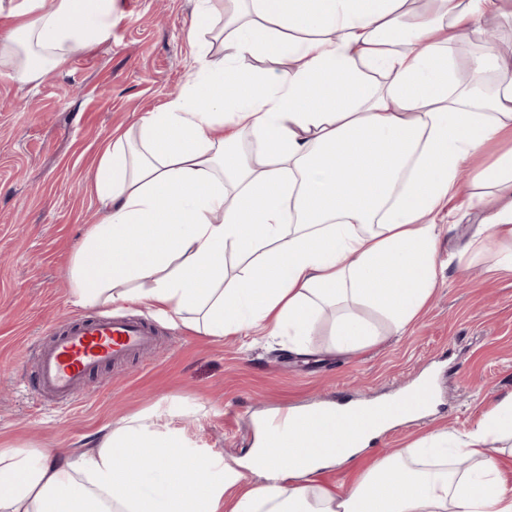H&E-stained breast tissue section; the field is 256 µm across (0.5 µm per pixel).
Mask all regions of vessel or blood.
<instances>
[{
  "label": "vessel or blood",
  "instance_id": "b4317fda",
  "mask_svg": "<svg viewBox=\"0 0 512 512\" xmlns=\"http://www.w3.org/2000/svg\"><path fill=\"white\" fill-rule=\"evenodd\" d=\"M37 351L34 387L40 394L76 398L102 367L119 364L152 347L155 330L139 319L97 316L53 329Z\"/></svg>",
  "mask_w": 512,
  "mask_h": 512
}]
</instances>
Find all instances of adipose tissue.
Here are the masks:
<instances>
[{
	"label": "adipose tissue",
	"mask_w": 512,
	"mask_h": 512,
	"mask_svg": "<svg viewBox=\"0 0 512 512\" xmlns=\"http://www.w3.org/2000/svg\"><path fill=\"white\" fill-rule=\"evenodd\" d=\"M198 0L188 30L198 68L162 108L104 149L102 204L71 268L76 303L136 302L221 338L284 336L309 355L313 322L335 313L332 348L374 345L369 307L394 333L438 286L440 213L483 215L467 253L512 240V56L474 54L460 81L456 36L512 19V0ZM113 0H0V68L45 79L75 49L108 38ZM262 56L279 63L256 77ZM252 137L259 150L243 149ZM498 145L469 188L459 173ZM239 272L224 282V255ZM410 409L381 402L261 431L231 463L160 433L144 412L80 452L0 448V512H512L494 440H512V393L464 434L410 444L344 491L320 479ZM473 460L460 471L455 459ZM257 475L246 483V473Z\"/></svg>",
	"instance_id": "1"
}]
</instances>
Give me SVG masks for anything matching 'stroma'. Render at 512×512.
Returning a JSON list of instances; mask_svg holds the SVG:
<instances>
[{"label": "stroma", "mask_w": 512, "mask_h": 512, "mask_svg": "<svg viewBox=\"0 0 512 512\" xmlns=\"http://www.w3.org/2000/svg\"><path fill=\"white\" fill-rule=\"evenodd\" d=\"M195 6L116 0L107 41L78 48L39 83L0 75V445L78 448L104 426L153 409L156 429L230 462L252 448L258 420L281 409L389 396L433 375L436 406L424 420L391 427L353 463L325 472L324 484L340 491L394 449L438 430H470L512 392V272L475 255L458 271L457 255L479 221L468 214L441 233L438 287L403 335H387V321L371 311L383 339L335 353L327 313L307 357L275 341L255 343L250 333L220 339L175 327L136 304L75 306L69 269L99 218L92 178L101 148L196 70L187 38ZM489 27L498 32L494 49L512 55V22L483 20L460 36L458 63L482 49ZM92 316L155 321L157 343L91 376L77 400L32 394L39 339Z\"/></svg>", "instance_id": "35a3bbf8"}]
</instances>
